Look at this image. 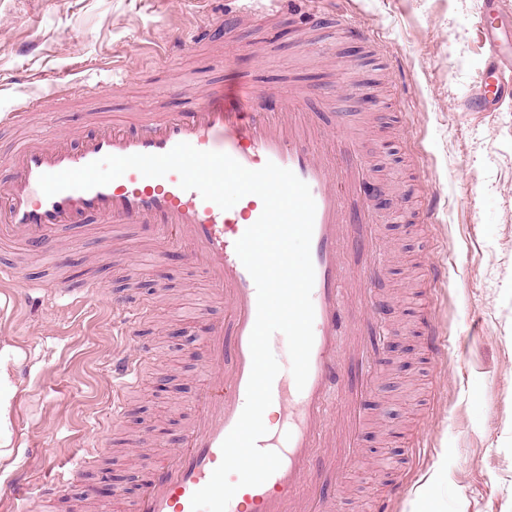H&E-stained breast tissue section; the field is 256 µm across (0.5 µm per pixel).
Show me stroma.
I'll use <instances>...</instances> for the list:
<instances>
[{
    "mask_svg": "<svg viewBox=\"0 0 512 512\" xmlns=\"http://www.w3.org/2000/svg\"><path fill=\"white\" fill-rule=\"evenodd\" d=\"M219 0H0V180L12 174L16 139L82 127L87 114L176 112L209 85L239 76L262 93L255 111L277 112L301 88L304 104L332 136L357 137L371 182L392 206L374 226L388 259L369 279L371 307L346 317L376 350L377 377L363 384L343 360L337 420L350 404L364 414L357 453L340 447L335 479L311 463L316 498L336 512H512V72L496 98L481 96L494 70L492 31H512V0H324L309 30L288 16L196 29ZM371 41L337 34L336 19ZM41 98L28 125L27 97ZM430 222H419L424 198ZM53 256L30 250L23 281L0 287V353L15 391L13 441L0 477L42 484L52 465L107 437L113 454L89 456L127 498L143 483L140 458L180 447L205 367L202 340L226 308L181 252L155 256L136 225L71 229ZM445 268L424 285L430 265ZM87 278L101 293L72 305L45 299L34 283L54 269ZM134 280L150 310L142 325L157 363L144 365L120 417L112 415V295ZM388 303L379 321L375 306ZM437 323L447 355H427L421 332ZM194 338L179 346L175 328ZM174 389L155 393L159 375Z\"/></svg>",
    "mask_w": 512,
    "mask_h": 512,
    "instance_id": "stroma-1",
    "label": "stroma"
}]
</instances>
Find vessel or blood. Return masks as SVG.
Here are the masks:
<instances>
[{
    "mask_svg": "<svg viewBox=\"0 0 512 512\" xmlns=\"http://www.w3.org/2000/svg\"><path fill=\"white\" fill-rule=\"evenodd\" d=\"M230 15L247 18L287 14L307 25L322 0H227ZM256 90L247 80L235 86L209 88L181 112H134L112 122L90 115L87 132L71 139L29 135L14 145L12 175L0 182V243L27 244L54 253L63 229L93 219L103 224L138 225L145 240L186 252L191 265L214 289L221 291L227 317L210 323L203 345L208 366L180 448L148 461L141 495L127 500L112 493V512H192L193 494L203 488L222 460L223 440L237 423L246 401L252 357L249 338L257 313L255 283L235 251L236 241L263 210L254 195L224 210L195 190L180 186L177 173L147 178L131 170L107 185L90 190H66L45 196L39 178L83 167L108 155L163 154L186 142L202 151L223 152L244 167L257 170L267 162L292 170L306 182L316 204L311 257L315 270L312 290L314 344L304 389L292 375H277L272 402L288 423L284 437L263 435L260 449L281 456L280 468L262 485L238 490L227 512H335L323 502H311L307 469L317 448L337 442L352 444V432L336 429L328 397L339 367L336 324L356 298L343 254L352 233L373 245L369 211L354 202L366 178L358 141H331L328 131L302 109L296 95L283 100L281 112L252 109ZM101 291L92 280L70 287L59 280L50 287L53 298L76 299ZM144 307L135 299L112 301V315L122 335L133 344L112 373L117 391L113 414H120L128 392L140 383L141 365L152 350L136 336ZM86 459L76 455L71 467L49 478L40 496L50 505L69 504L72 484L82 481Z\"/></svg>",
    "mask_w": 512,
    "mask_h": 512,
    "instance_id": "obj_1",
    "label": "vessel or blood"
}]
</instances>
